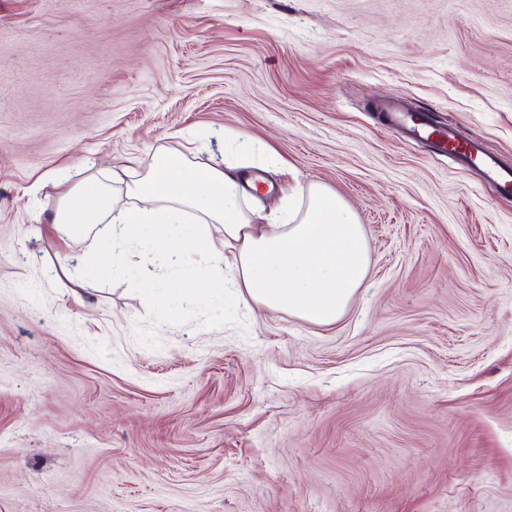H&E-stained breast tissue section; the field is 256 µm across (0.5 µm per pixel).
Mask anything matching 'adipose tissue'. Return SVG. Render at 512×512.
Listing matches in <instances>:
<instances>
[{
  "mask_svg": "<svg viewBox=\"0 0 512 512\" xmlns=\"http://www.w3.org/2000/svg\"><path fill=\"white\" fill-rule=\"evenodd\" d=\"M127 192L139 205L108 218L112 188L96 181L53 218L68 239L90 233L111 246L112 274L123 273L128 249L142 248L160 267L188 272L186 298H194L199 286L223 285L229 275L259 305L317 326L336 323L366 280L363 227L324 187L309 188L301 220L288 209L281 223L257 224L241 204L232 172L162 153Z\"/></svg>",
  "mask_w": 512,
  "mask_h": 512,
  "instance_id": "obj_1",
  "label": "adipose tissue"
}]
</instances>
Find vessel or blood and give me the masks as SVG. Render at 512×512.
Segmentation results:
<instances>
[{
  "mask_svg": "<svg viewBox=\"0 0 512 512\" xmlns=\"http://www.w3.org/2000/svg\"><path fill=\"white\" fill-rule=\"evenodd\" d=\"M386 109L392 112L394 124L405 129L408 138L428 140L435 154H450L463 163L473 157L480 158L485 177L502 195L512 196V168L502 166L494 157L485 154L481 143L475 140H459L452 128L428 125L413 113L400 108L396 102L387 103Z\"/></svg>",
  "mask_w": 512,
  "mask_h": 512,
  "instance_id": "1",
  "label": "vessel or blood"
}]
</instances>
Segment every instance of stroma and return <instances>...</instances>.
Returning <instances> with one entry per match:
<instances>
[{"mask_svg": "<svg viewBox=\"0 0 512 512\" xmlns=\"http://www.w3.org/2000/svg\"><path fill=\"white\" fill-rule=\"evenodd\" d=\"M385 101L512 167V0H0V512H512V197ZM164 152L267 216L341 197L340 320L64 245L67 194Z\"/></svg>", "mask_w": 512, "mask_h": 512, "instance_id": "obj_1", "label": "stroma"}]
</instances>
